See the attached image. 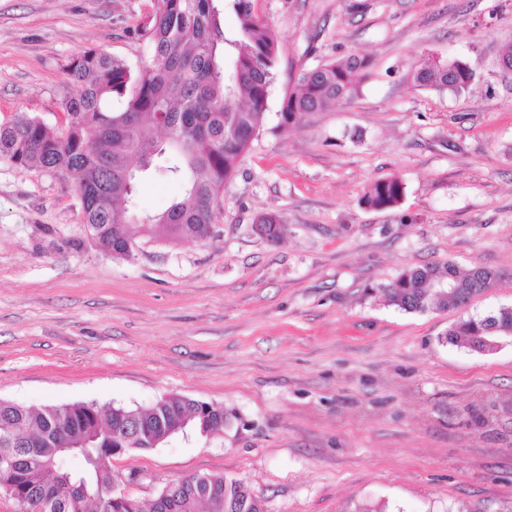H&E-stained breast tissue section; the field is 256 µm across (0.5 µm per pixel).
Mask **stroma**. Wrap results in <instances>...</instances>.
Instances as JSON below:
<instances>
[{
  "label": "stroma",
  "mask_w": 512,
  "mask_h": 512,
  "mask_svg": "<svg viewBox=\"0 0 512 512\" xmlns=\"http://www.w3.org/2000/svg\"><path fill=\"white\" fill-rule=\"evenodd\" d=\"M153 0H0V124L62 127L72 58L137 70ZM278 41L266 124L224 187L214 236L102 252L73 177L0 158V398L147 407L179 394L237 415L223 433L114 455L117 490L151 503L170 481L220 473L268 512H512V336L446 341L462 318L512 307V0H253ZM477 73L419 86L426 56ZM369 59L356 97L280 130L299 73ZM405 187L395 207L362 199ZM149 174L134 206L166 210ZM281 216L279 241L252 230ZM497 273L461 309L408 313L379 288L410 265ZM405 187L397 179L376 181L363 197L367 208L374 210L389 209L397 205L403 198Z\"/></svg>",
  "instance_id": "stroma-1"
}]
</instances>
